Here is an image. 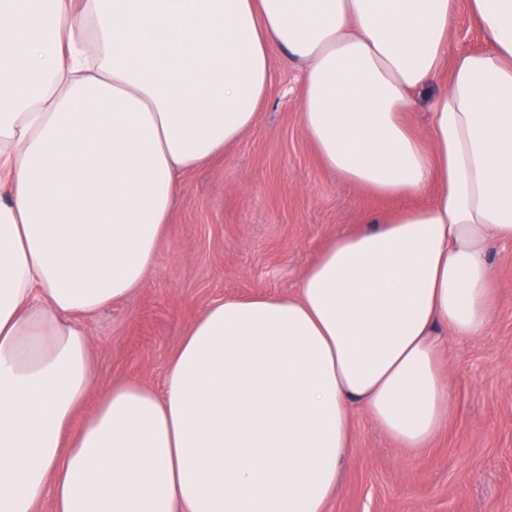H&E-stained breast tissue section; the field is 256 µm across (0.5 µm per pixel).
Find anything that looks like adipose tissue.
I'll return each instance as SVG.
<instances>
[{
	"label": "adipose tissue",
	"mask_w": 512,
	"mask_h": 512,
	"mask_svg": "<svg viewBox=\"0 0 512 512\" xmlns=\"http://www.w3.org/2000/svg\"><path fill=\"white\" fill-rule=\"evenodd\" d=\"M468 7L487 46L452 60L456 0H0V512H326L354 408L400 447L436 437L440 354L488 333L489 245L512 241V0ZM275 47L329 169L432 199L337 235L293 296L211 303L163 393L114 385L75 424L82 319L142 287Z\"/></svg>",
	"instance_id": "adipose-tissue-1"
}]
</instances>
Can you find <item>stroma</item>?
<instances>
[{
  "instance_id": "35a3bbf8",
  "label": "stroma",
  "mask_w": 512,
  "mask_h": 512,
  "mask_svg": "<svg viewBox=\"0 0 512 512\" xmlns=\"http://www.w3.org/2000/svg\"><path fill=\"white\" fill-rule=\"evenodd\" d=\"M273 83L253 125L181 175L179 204L145 285L83 319L93 409L112 385L161 388L188 325L212 302L288 297L339 233L397 208L327 169L301 125L302 70L273 49ZM494 305L486 336L441 357L452 411L428 447H399L365 410L327 512H512V242L489 247Z\"/></svg>"
}]
</instances>
